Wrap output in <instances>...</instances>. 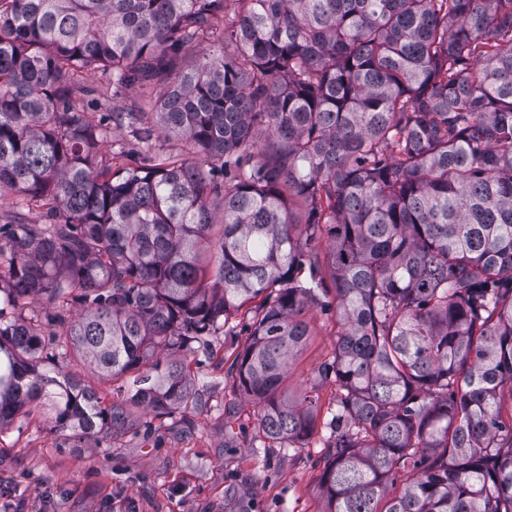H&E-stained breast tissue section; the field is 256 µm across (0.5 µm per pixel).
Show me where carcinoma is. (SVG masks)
Here are the masks:
<instances>
[{"label":"carcinoma","mask_w":512,"mask_h":512,"mask_svg":"<svg viewBox=\"0 0 512 512\" xmlns=\"http://www.w3.org/2000/svg\"><path fill=\"white\" fill-rule=\"evenodd\" d=\"M226 2L0 0V200L51 204L0 226V427L34 402L78 437L169 418L194 401L184 362L141 368L259 299L234 386L264 439L306 443L317 399L283 384L326 307L323 241L325 512H512V0H233L220 48L131 129L191 156L98 167L108 127L78 75L115 95L154 79ZM26 298L82 311L59 341L61 314L16 313ZM72 350L135 391L105 403ZM152 153L156 156H166V155H188L189 146L185 143V141L169 136H162L160 138H156L152 141Z\"/></svg>","instance_id":"1"}]
</instances>
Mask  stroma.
<instances>
[{"label": "stroma", "instance_id": "obj_1", "mask_svg": "<svg viewBox=\"0 0 512 512\" xmlns=\"http://www.w3.org/2000/svg\"><path fill=\"white\" fill-rule=\"evenodd\" d=\"M212 38L174 56L166 75L110 99L97 75L81 77L86 115L99 123L131 108L150 121L172 76L192 69ZM253 305L231 311L223 329L188 353L197 405L104 439L72 437L36 411L0 427V512H324L318 478L328 455L336 385L319 370L333 359L334 308L305 318L307 344L293 358L284 391L318 397L317 430L300 448H273L256 429L255 407L234 388L232 369L249 338Z\"/></svg>", "mask_w": 512, "mask_h": 512}]
</instances>
